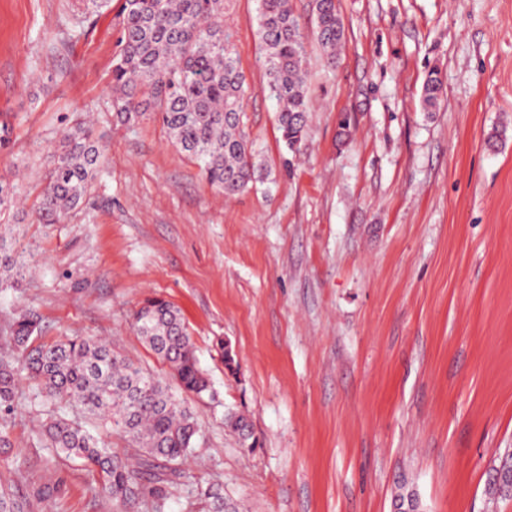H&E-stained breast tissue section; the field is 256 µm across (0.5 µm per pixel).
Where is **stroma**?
Here are the masks:
<instances>
[{
  "instance_id": "stroma-1",
  "label": "stroma",
  "mask_w": 512,
  "mask_h": 512,
  "mask_svg": "<svg viewBox=\"0 0 512 512\" xmlns=\"http://www.w3.org/2000/svg\"><path fill=\"white\" fill-rule=\"evenodd\" d=\"M309 121L281 140L257 0H224L245 78L247 131L269 179L224 195L161 123L108 109L122 0H0V178L19 206L0 237V351L16 312L38 340L91 336L163 381L136 335L149 297L177 306L210 391L183 394L199 425L163 507L109 503L99 474L52 448L49 406L19 377L0 486L25 512H207L212 484L241 512H512L486 492L512 448V0H338L346 46L325 66L313 0ZM438 70L443 96L423 111ZM106 145L87 202L37 216L63 132ZM247 417L242 447L228 417Z\"/></svg>"
}]
</instances>
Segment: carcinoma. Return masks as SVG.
Masks as SVG:
<instances>
[{
  "label": "carcinoma",
  "instance_id": "obj_1",
  "mask_svg": "<svg viewBox=\"0 0 512 512\" xmlns=\"http://www.w3.org/2000/svg\"><path fill=\"white\" fill-rule=\"evenodd\" d=\"M313 10L316 40L332 65L345 42L336 0H314ZM121 16L119 52L112 62L117 118L131 125L147 116L160 121L172 143L226 195L269 180L244 129V76L226 47L224 0H124ZM258 34L279 130L295 153L308 123V59L290 0H259ZM441 95V81L432 71L423 85L424 106H435ZM103 157L102 137L85 123L65 132L38 208L41 223L55 224L84 202ZM134 327L170 366L181 390L198 396L209 390L177 307L147 298L134 313ZM37 332L36 320L25 313L10 325L15 351L0 357V447H9L7 419L14 411L16 377L25 371L54 406L46 423L52 446L95 467L105 496L165 498L166 484L194 447L197 424L191 410L162 380L111 345L73 336L35 346ZM67 407L80 408L137 447L139 469L63 417ZM200 496L210 512H239L213 486L200 489Z\"/></svg>",
  "mask_w": 512,
  "mask_h": 512
}]
</instances>
